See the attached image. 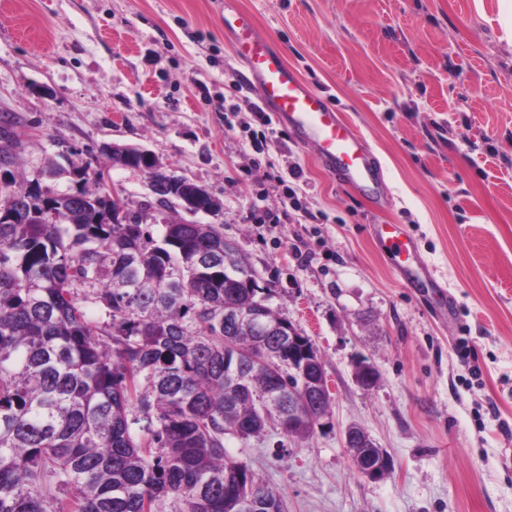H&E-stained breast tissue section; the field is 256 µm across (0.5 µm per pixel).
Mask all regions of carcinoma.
I'll use <instances>...</instances> for the list:
<instances>
[{
  "label": "carcinoma",
  "instance_id": "cac0c4a2",
  "mask_svg": "<svg viewBox=\"0 0 512 512\" xmlns=\"http://www.w3.org/2000/svg\"><path fill=\"white\" fill-rule=\"evenodd\" d=\"M21 146L1 124L0 512H287L224 437L306 439L330 407L288 416L299 378L255 364L290 325L257 301V271L214 224L112 219L110 144L92 174L50 162L32 180L13 172ZM293 349L322 381L310 337Z\"/></svg>",
  "mask_w": 512,
  "mask_h": 512
}]
</instances>
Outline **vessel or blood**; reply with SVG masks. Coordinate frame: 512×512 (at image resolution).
<instances>
[{"mask_svg":"<svg viewBox=\"0 0 512 512\" xmlns=\"http://www.w3.org/2000/svg\"><path fill=\"white\" fill-rule=\"evenodd\" d=\"M224 32L247 86L272 105L276 121L293 130L298 142L312 146L321 164L347 188L360 194L379 193L382 176L365 137L288 66L282 51L258 32L253 15L238 0H224ZM375 239L382 251L393 256L406 285L423 284L442 294L433 271L418 262L417 244L403 225H378Z\"/></svg>","mask_w":512,"mask_h":512,"instance_id":"vessel-or-blood-1","label":"vessel or blood"}]
</instances>
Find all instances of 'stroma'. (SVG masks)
Wrapping results in <instances>:
<instances>
[{
	"instance_id": "stroma-1",
	"label": "stroma",
	"mask_w": 512,
	"mask_h": 512,
	"mask_svg": "<svg viewBox=\"0 0 512 512\" xmlns=\"http://www.w3.org/2000/svg\"><path fill=\"white\" fill-rule=\"evenodd\" d=\"M260 33L367 140L385 200L355 195L275 125L224 32V0H0V115L21 171L104 144L151 150L223 206L218 221L317 346L332 405L312 438L276 431L230 453L288 512H512V46L499 0H239ZM108 184L151 224L182 222L144 176ZM294 190L298 205L284 203ZM404 225L451 304L435 311L373 238ZM379 373L355 375L358 359ZM362 427L393 459L370 480L344 445Z\"/></svg>"
}]
</instances>
